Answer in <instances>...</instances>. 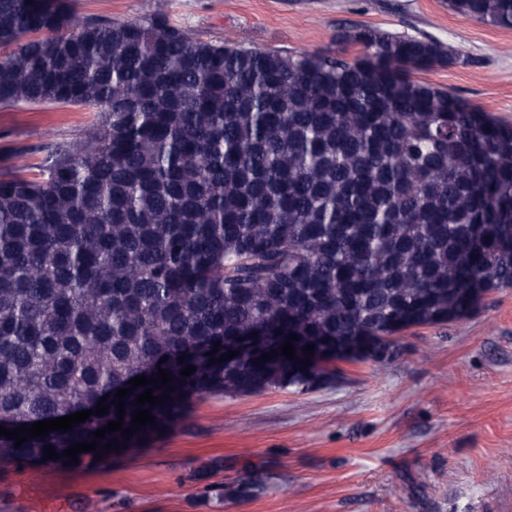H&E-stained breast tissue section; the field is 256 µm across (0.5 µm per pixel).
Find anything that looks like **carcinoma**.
I'll return each instance as SVG.
<instances>
[{
    "mask_svg": "<svg viewBox=\"0 0 512 512\" xmlns=\"http://www.w3.org/2000/svg\"><path fill=\"white\" fill-rule=\"evenodd\" d=\"M448 8L512 28V0ZM339 42L361 54L287 56L195 40L161 14L0 0V104L99 112L81 140L47 145L35 176L0 170V425L108 405L18 448L0 435V462H42L50 445L64 464L147 372L174 378L149 385L171 396L143 404L155 424L105 434L77 466L169 430L194 395L313 389L286 361L220 360L226 340L259 333L280 356L290 335L464 320L512 287V125L417 79L452 61L438 41L364 27ZM347 362L320 368L323 384ZM267 480L250 463L237 493Z\"/></svg>",
    "mask_w": 512,
    "mask_h": 512,
    "instance_id": "1",
    "label": "carcinoma"
}]
</instances>
